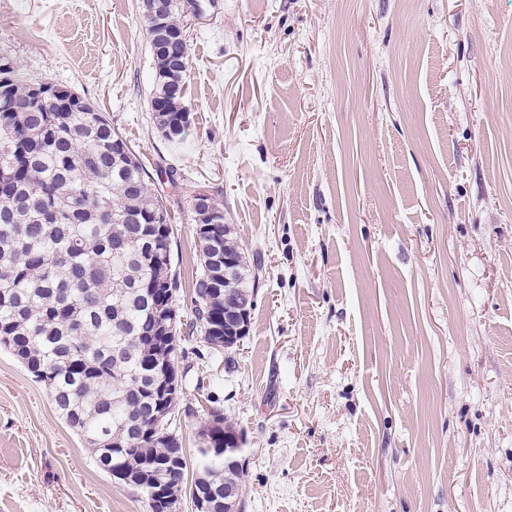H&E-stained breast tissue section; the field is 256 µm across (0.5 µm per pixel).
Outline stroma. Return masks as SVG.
<instances>
[{"label": "stroma", "instance_id": "35a3bbf8", "mask_svg": "<svg viewBox=\"0 0 512 512\" xmlns=\"http://www.w3.org/2000/svg\"><path fill=\"white\" fill-rule=\"evenodd\" d=\"M183 135L139 0H0V54L95 104L156 176L173 266L201 191L262 265L219 373L246 512H512V0H175ZM0 512H150L0 347ZM145 23L147 24V33L156 34L158 31H166L168 40L165 45V54L167 57L176 61L178 70H168L162 56L159 57L156 48V39L150 45L151 53L155 62V81L151 96V109L165 110V115L159 116L162 125H168L169 122L177 120L178 114L182 113V101L185 98V79L188 68L189 57V44L184 32L183 26L178 20L174 6H171L170 12L162 18H153L152 16H145ZM163 33H158L154 38L163 36ZM154 48V49H153ZM156 55V57H155ZM162 73V74H161ZM176 88L173 94H170L171 88ZM177 93V94H175ZM183 119L180 125L172 129H168L167 133H176L186 128L189 120V114L186 109L183 111Z\"/></svg>", "mask_w": 512, "mask_h": 512}]
</instances>
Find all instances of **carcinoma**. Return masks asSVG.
I'll return each instance as SVG.
<instances>
[{
  "label": "carcinoma",
  "instance_id": "carcinoma-1",
  "mask_svg": "<svg viewBox=\"0 0 512 512\" xmlns=\"http://www.w3.org/2000/svg\"><path fill=\"white\" fill-rule=\"evenodd\" d=\"M147 33L168 35L167 69L150 45L155 81L150 105L177 119L185 98L189 47L176 11L145 17ZM154 181L89 101L37 102L14 64L0 69V346L48 389L60 417L82 438L97 466L112 474L125 458L148 494L169 482L203 484L224 498L225 423L220 399L207 395L214 421L195 461L154 428L150 407L164 364L203 329L215 341L224 308L254 293L256 276L242 248L224 233V205L208 197V233L199 236L200 273L191 314L176 315L175 339L157 336L151 284L171 275L170 227L152 223L163 201ZM238 258L229 281L217 255Z\"/></svg>",
  "mask_w": 512,
  "mask_h": 512
}]
</instances>
